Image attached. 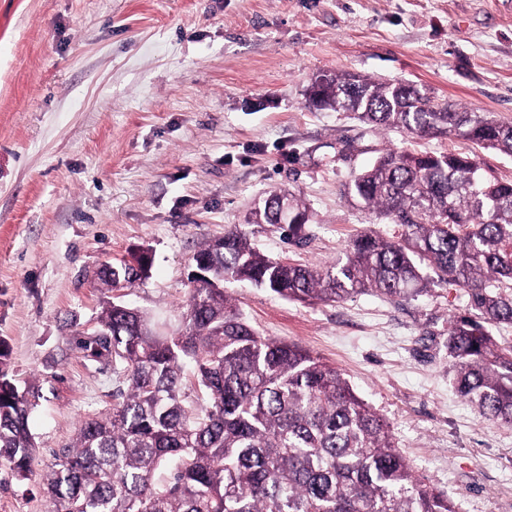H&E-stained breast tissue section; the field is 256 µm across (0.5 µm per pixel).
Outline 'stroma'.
<instances>
[{"mask_svg":"<svg viewBox=\"0 0 512 512\" xmlns=\"http://www.w3.org/2000/svg\"><path fill=\"white\" fill-rule=\"evenodd\" d=\"M417 85L512 124L507 0H0V366L29 388L27 479L0 468V512H46L43 475L81 421L126 384L83 342L98 330L103 264L150 270L109 295L163 333L182 326L192 256L238 227L264 254L316 268L357 233L399 236L344 186L389 150L512 158L456 135L418 138L309 107L313 76ZM301 198L299 235L252 224L269 191ZM224 289L261 334L338 369L390 426L417 477L456 512H512V426L452 385L448 322L467 299L432 286L307 305Z\"/></svg>","mask_w":512,"mask_h":512,"instance_id":"1","label":"stroma"}]
</instances>
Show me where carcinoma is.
Listing matches in <instances>:
<instances>
[{"label":"carcinoma","mask_w":512,"mask_h":512,"mask_svg":"<svg viewBox=\"0 0 512 512\" xmlns=\"http://www.w3.org/2000/svg\"><path fill=\"white\" fill-rule=\"evenodd\" d=\"M308 101L512 157L511 125L439 109L413 84L336 72ZM345 194L401 226L400 236L359 235L345 263L324 269L266 256L238 229L208 240L192 257L206 277L191 280L175 336L157 335L137 308L104 301L89 347L123 373L127 391L55 453L47 512H456L413 474L387 424L342 374L260 335L224 294V280L307 304L369 291L404 298L431 283L463 289L470 314L448 326L455 388L486 420L512 426V349L491 332L512 323V181L488 177L470 155L389 150ZM136 263L105 266L100 287L147 271L143 256ZM31 406L0 370V465L23 479L35 459Z\"/></svg>","instance_id":"obj_1"}]
</instances>
